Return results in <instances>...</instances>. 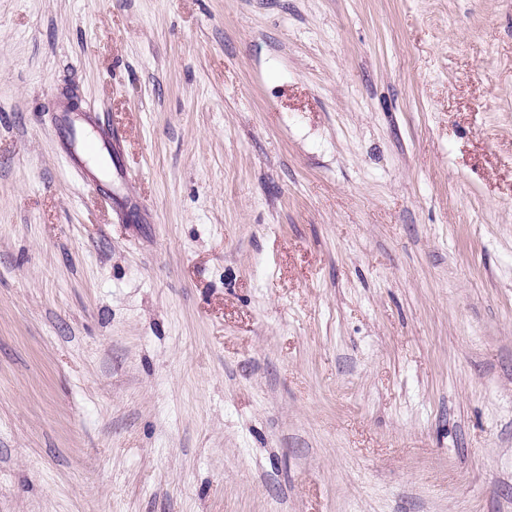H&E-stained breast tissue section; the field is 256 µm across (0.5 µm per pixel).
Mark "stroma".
Segmentation results:
<instances>
[{
  "label": "stroma",
  "mask_w": 512,
  "mask_h": 512,
  "mask_svg": "<svg viewBox=\"0 0 512 512\" xmlns=\"http://www.w3.org/2000/svg\"><path fill=\"white\" fill-rule=\"evenodd\" d=\"M0 512H512V0H0ZM67 137L68 139L64 143V157L74 169L86 178L84 160L90 159V154L98 151V147L95 142L88 141L83 129L76 126L69 127Z\"/></svg>",
  "instance_id": "35a3bbf8"
}]
</instances>
